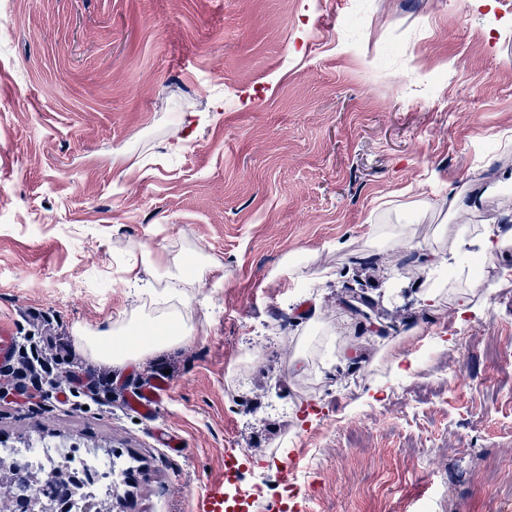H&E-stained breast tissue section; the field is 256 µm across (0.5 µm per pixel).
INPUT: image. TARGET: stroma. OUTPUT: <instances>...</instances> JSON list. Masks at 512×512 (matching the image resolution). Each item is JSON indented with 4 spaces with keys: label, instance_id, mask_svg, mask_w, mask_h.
<instances>
[{
    "label": "stroma",
    "instance_id": "obj_1",
    "mask_svg": "<svg viewBox=\"0 0 512 512\" xmlns=\"http://www.w3.org/2000/svg\"><path fill=\"white\" fill-rule=\"evenodd\" d=\"M506 167L501 0H0V317L15 336L71 343L152 291L168 310L182 258L215 264L181 303L185 342L91 360L115 381L108 405L1 396L0 472L48 445L113 461L95 512H214L256 483L265 512L294 456L301 512H501L512 258L472 287L457 232L494 195L453 217L448 193ZM375 225L412 234L374 240ZM418 246L457 261L430 270L434 310L393 269ZM291 254L304 278L282 274ZM462 293L482 308L463 322ZM343 358L370 370L350 395L328 374ZM164 371L168 396L138 416L127 387Z\"/></svg>",
    "mask_w": 512,
    "mask_h": 512
}]
</instances>
